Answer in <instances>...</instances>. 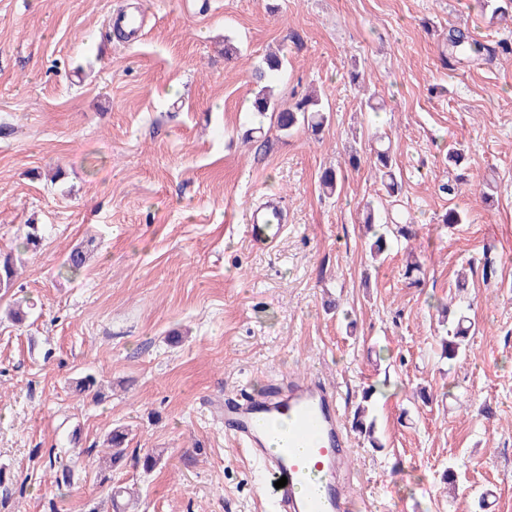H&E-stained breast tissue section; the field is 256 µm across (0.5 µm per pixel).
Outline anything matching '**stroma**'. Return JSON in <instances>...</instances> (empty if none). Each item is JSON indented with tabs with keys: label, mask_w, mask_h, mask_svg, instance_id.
Instances as JSON below:
<instances>
[{
	"label": "stroma",
	"mask_w": 512,
	"mask_h": 512,
	"mask_svg": "<svg viewBox=\"0 0 512 512\" xmlns=\"http://www.w3.org/2000/svg\"><path fill=\"white\" fill-rule=\"evenodd\" d=\"M136 7L138 43L108 23ZM452 28L512 43V15L492 20L479 0H205L190 13L181 0H0V252L30 225L41 234L0 291V512H113L98 471L116 426L129 448L164 453L148 473L113 469L129 512H273L261 464L212 406L298 373L335 386L347 418L376 390L383 450L350 435L357 512H481L489 489L493 512H512V56L443 67ZM271 51L287 60L285 103L321 98L320 135H280L253 112L251 71ZM376 131L415 231L381 263L361 224ZM337 166L342 190L324 197ZM272 198L287 229L257 249L245 213ZM451 208L462 223H443ZM79 244L87 266L61 273ZM16 302L33 306L21 326L2 316ZM443 305L475 324L453 363L438 356ZM87 372L103 400L73 391ZM50 448L73 460L70 486H56Z\"/></svg>",
	"instance_id": "stroma-1"
}]
</instances>
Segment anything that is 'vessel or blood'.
Instances as JSON below:
<instances>
[{
  "label": "vessel or blood",
  "instance_id": "obj_1",
  "mask_svg": "<svg viewBox=\"0 0 512 512\" xmlns=\"http://www.w3.org/2000/svg\"><path fill=\"white\" fill-rule=\"evenodd\" d=\"M278 205L250 210L253 246H273L284 231ZM224 432L264 464L261 491L276 512H351L353 503L337 477L350 437L336 390L314 378H291L275 391L225 397ZM286 486H279V479Z\"/></svg>",
  "mask_w": 512,
  "mask_h": 512
}]
</instances>
